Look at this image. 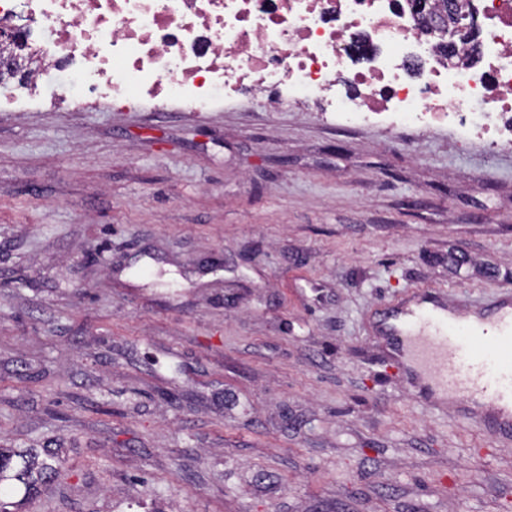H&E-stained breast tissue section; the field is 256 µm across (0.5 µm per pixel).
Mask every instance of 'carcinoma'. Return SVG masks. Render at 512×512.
Returning <instances> with one entry per match:
<instances>
[{"label": "carcinoma", "instance_id": "obj_1", "mask_svg": "<svg viewBox=\"0 0 512 512\" xmlns=\"http://www.w3.org/2000/svg\"><path fill=\"white\" fill-rule=\"evenodd\" d=\"M65 464L56 448L0 447V512H18L33 502L39 487L57 479Z\"/></svg>", "mask_w": 512, "mask_h": 512}]
</instances>
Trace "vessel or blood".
Instances as JSON below:
<instances>
[{
	"mask_svg": "<svg viewBox=\"0 0 512 512\" xmlns=\"http://www.w3.org/2000/svg\"><path fill=\"white\" fill-rule=\"evenodd\" d=\"M497 332L493 342L473 349L480 329L448 316V307L431 298L414 309L384 310L377 334L395 352L408 356V382L423 401L480 399L487 414L480 420L487 432L500 439L512 437V298L504 297L486 312Z\"/></svg>",
	"mask_w": 512,
	"mask_h": 512,
	"instance_id": "obj_1",
	"label": "vessel or blood"
}]
</instances>
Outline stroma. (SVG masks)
<instances>
[{
  "label": "stroma",
  "mask_w": 512,
  "mask_h": 512,
  "mask_svg": "<svg viewBox=\"0 0 512 512\" xmlns=\"http://www.w3.org/2000/svg\"><path fill=\"white\" fill-rule=\"evenodd\" d=\"M512 292V147L268 112L0 109V446L31 512H512V443L374 313ZM65 464L58 448H41L39 452L0 446V512H22L18 509L33 502L39 487L57 479ZM17 492H22L21 499L10 501Z\"/></svg>",
  "instance_id": "1"
}]
</instances>
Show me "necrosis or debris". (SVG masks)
<instances>
[{
    "instance_id": "obj_1",
    "label": "necrosis or debris",
    "mask_w": 512,
    "mask_h": 512,
    "mask_svg": "<svg viewBox=\"0 0 512 512\" xmlns=\"http://www.w3.org/2000/svg\"><path fill=\"white\" fill-rule=\"evenodd\" d=\"M19 21L42 58L31 82H61L54 106L245 98L512 145V0L484 13L475 61L464 43L441 56L396 0H0V23Z\"/></svg>"
}]
</instances>
